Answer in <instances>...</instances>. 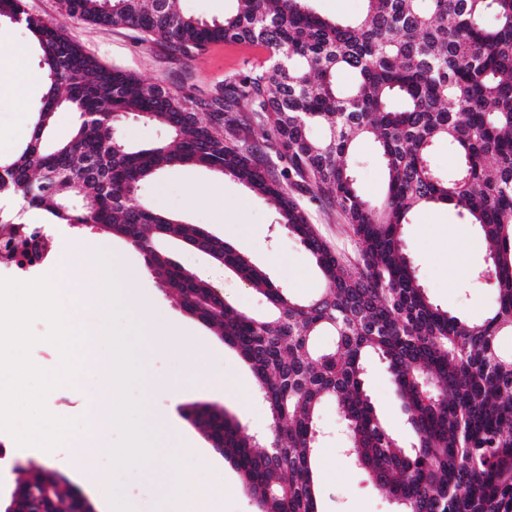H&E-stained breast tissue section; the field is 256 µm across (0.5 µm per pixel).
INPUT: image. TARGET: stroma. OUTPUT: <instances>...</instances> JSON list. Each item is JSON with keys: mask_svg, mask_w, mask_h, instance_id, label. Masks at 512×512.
<instances>
[{"mask_svg": "<svg viewBox=\"0 0 512 512\" xmlns=\"http://www.w3.org/2000/svg\"><path fill=\"white\" fill-rule=\"evenodd\" d=\"M25 5L32 16L64 23L84 50L103 65L121 67L146 82L174 91L191 87L197 94H207L227 75L247 72L264 59L258 49L220 43L207 46L187 64L160 46L140 43L123 28L63 21L58 0H25ZM42 94V89L36 88L25 98L16 99L7 79L0 78V142L15 148L27 140ZM351 162L359 173L363 193L372 201L381 200L387 184L376 146L369 141L357 143ZM141 198L153 209L201 225L231 243L296 296H311L323 286L320 273L303 246L276 229L273 205L255 198L237 181L205 168L177 167L145 183ZM308 211L311 223L316 224L330 246L345 260L355 261L350 228L338 212L318 203L310 204ZM97 238L102 245L123 252L124 264L134 275L132 287L140 292L162 329L160 337H140L134 347L142 377L133 385L131 395L144 404L142 425L152 447V458L146 467L113 471L110 450L120 434L116 426L102 430L93 424L89 406L99 381L88 372L77 386L64 387L62 396L48 395L47 407L57 416L74 420L76 434L88 445H100L99 454L76 462L70 458L68 446L49 453L19 448L8 433L0 431V445L8 449L0 457V487L13 485L15 463L55 460L62 474L94 503L97 512H161L166 485L184 477L215 497L220 512H256L253 501L240 490L237 470L184 416L186 406L208 403L226 408L250 433L267 431L270 419L255 394L249 365L209 327L184 312L160 289L156 279L145 274L138 250L102 231ZM403 239L436 304L468 319L487 316L494 294L480 275L485 252L473 225L463 223L453 208L435 204L421 209L405 225ZM158 247L211 284L222 285L224 295L237 308L252 314L265 312L264 297L233 272L214 264L209 256L174 239L161 240ZM197 344L204 345L207 354L204 362L196 366L186 350ZM191 367L197 373L195 384L176 395L153 394L147 385L148 378L176 376ZM366 385L387 428L397 437L409 439L407 416L383 364L372 363ZM320 418L328 437L314 464L319 512H395V504L343 457L345 436L335 407H324ZM89 467L108 474V493H101L87 482L85 470Z\"/></svg>", "mask_w": 512, "mask_h": 512, "instance_id": "stroma-1", "label": "stroma"}]
</instances>
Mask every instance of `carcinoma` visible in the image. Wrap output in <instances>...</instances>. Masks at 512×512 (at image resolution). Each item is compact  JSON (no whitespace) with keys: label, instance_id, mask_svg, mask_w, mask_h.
Returning <instances> with one entry per match:
<instances>
[{"label":"carcinoma","instance_id":"1","mask_svg":"<svg viewBox=\"0 0 512 512\" xmlns=\"http://www.w3.org/2000/svg\"><path fill=\"white\" fill-rule=\"evenodd\" d=\"M221 20L186 13L182 0H59L79 23L122 27L191 62L207 45L249 44L263 63L201 98L108 68L59 24L0 0V19L23 17L46 81L28 139L0 159V225L11 208L49 224L97 227L125 240L189 315L249 364L271 426L257 438L227 410L186 407L240 475L257 512H318L313 471L322 407L345 426V455L392 497L399 512H512V0H364L340 23L311 0H234ZM357 81L342 90L336 75ZM78 114L71 134L48 144L58 109ZM152 121L166 138L140 149L121 140L126 120ZM321 127L320 139L311 130ZM373 141L388 190L375 204L348 158ZM448 148L443 175L432 163ZM230 177L276 207L324 280L300 298L250 256L197 224L139 200L141 185L175 167ZM327 201L351 228L359 254L346 263L310 223L303 198ZM452 206L485 244L482 277L496 301L481 321L435 304L403 248V226L427 204ZM177 237L256 287L269 311L237 309L172 261L157 242ZM332 337L322 347L319 337ZM385 364L408 415L406 446L365 387ZM16 491L72 512L73 490L43 464L17 468Z\"/></svg>","mask_w":512,"mask_h":512}]
</instances>
